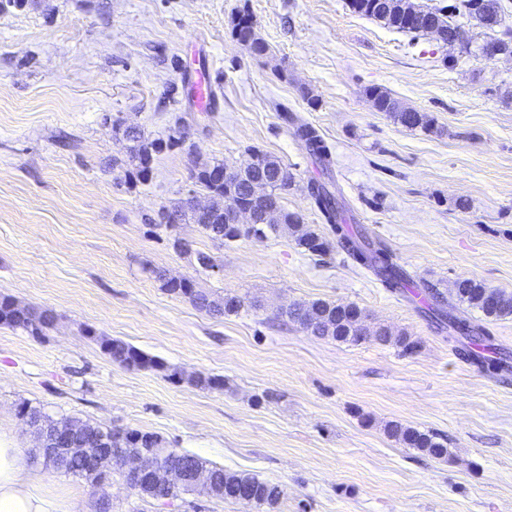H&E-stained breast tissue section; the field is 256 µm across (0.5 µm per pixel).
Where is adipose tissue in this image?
<instances>
[{
  "label": "adipose tissue",
  "instance_id": "obj_1",
  "mask_svg": "<svg viewBox=\"0 0 512 512\" xmlns=\"http://www.w3.org/2000/svg\"><path fill=\"white\" fill-rule=\"evenodd\" d=\"M17 448L0 442V512H69L65 499L43 491Z\"/></svg>",
  "mask_w": 512,
  "mask_h": 512
}]
</instances>
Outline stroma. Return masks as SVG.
<instances>
[{
    "mask_svg": "<svg viewBox=\"0 0 512 512\" xmlns=\"http://www.w3.org/2000/svg\"><path fill=\"white\" fill-rule=\"evenodd\" d=\"M266 44L254 56L231 36L241 13ZM210 66L218 108L187 88ZM379 87L432 115L411 130L377 111ZM313 124L322 166L284 113ZM184 132L157 154L148 181L125 186L127 141ZM279 159L282 204L328 233L310 196L331 183L354 233L385 244L418 288L449 294L470 278L512 291V57L454 58L432 36L397 32L347 0H26L0 9V295L52 310L42 339L0 327V440L69 512H256L186 495L139 497L120 477L98 489L32 461L26 403L52 415L152 432L225 470L279 484L280 512H512V370L488 372L424 312L340 249L322 256L283 233L212 240L195 224L150 218L192 187L196 164ZM466 208H458L457 200ZM193 251L179 253L175 237ZM215 266L201 268L196 252ZM192 278L234 315L198 310L155 271ZM359 306L405 332L410 353L310 335L280 317L295 302ZM164 362L113 363L85 328ZM180 371L172 378L168 369ZM218 375L220 390L187 383ZM398 421L448 439L434 459L385 431Z\"/></svg>",
    "mask_w": 512,
    "mask_h": 512,
    "instance_id": "35a3bbf8",
    "label": "stroma"
}]
</instances>
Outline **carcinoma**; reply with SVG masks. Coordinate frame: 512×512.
<instances>
[{
	"mask_svg": "<svg viewBox=\"0 0 512 512\" xmlns=\"http://www.w3.org/2000/svg\"><path fill=\"white\" fill-rule=\"evenodd\" d=\"M350 9L360 15L377 19L387 28L401 32L425 33L436 32L444 41L459 36L465 37L461 50L470 52L472 36L463 26L449 21L448 9L444 7H419L411 0H383L388 8L379 13L368 11L364 0H348ZM453 10L466 15L474 21V26L491 31L495 36L479 46L482 54L496 48L512 54V29L505 25V10L500 0H460ZM251 17L242 14L232 21V35L242 47L254 55L266 52V45L251 37ZM376 109L390 115L393 120L409 129L421 128L429 131L434 119L425 112L409 110L400 105L388 92L377 87L369 89ZM293 133L305 146L310 155L319 162H329V153L318 130L310 123L297 116H289ZM112 132L129 143L127 158L123 165L127 174L136 179H147L151 170L153 155L165 148H171L183 141L182 137L169 136L163 142L147 141L141 130L134 125H126L118 120L112 122ZM250 156L257 159L259 173L269 177V191L258 200L249 198L246 188L239 182L224 179V171L230 169L226 163L196 164L191 170L194 186L205 191L209 198V211L199 215L194 209L193 194L180 199L169 207L161 209L159 218L150 220L157 227H173L190 220L198 225L211 239L234 241L237 239L263 240L271 235L288 232L294 237L298 247L312 255H322L330 251L332 242L305 228L302 215L290 211L281 205L280 190L288 185L290 174L280 161L260 150H250ZM310 196L325 223L338 236L339 247L357 264L369 269L392 291L404 288L410 278L404 269L394 261L393 255L381 244L363 236L346 233L343 225L349 223L350 217L340 204L334 191L325 183H314L310 187ZM235 202L255 209L279 205L280 218L274 224H233L230 222L228 202ZM156 276L163 281L166 291L190 299L193 305L206 312L219 314H237L243 307L241 298L226 295L222 299H213L203 291L195 289L193 280L188 278L168 279L158 272ZM453 295L457 304L467 305L482 312L485 318L500 320L512 318V292L493 289L474 279H459L454 283ZM434 301L433 314L442 328L448 330V338L456 342H466L464 348H493V337L485 327L475 324L466 316L454 313L455 306L444 310L445 300L441 293L431 292ZM288 321L298 324L312 336L331 339L336 342L359 345L366 342L393 344L404 351L413 348V343L404 334H395L383 326L369 328L360 307L355 304H342L334 301L316 299L307 303L293 304L280 312ZM54 322L50 310L37 311L29 307L17 308L9 296H0V326L21 329L34 338L46 334ZM101 351L112 362L129 370H165L167 366L157 358L148 355L139 348L119 339L95 338ZM188 382L194 386L207 389L224 388V378L220 376H190ZM20 419L29 428L33 436L49 438L56 431H65L72 426L83 430L85 442L77 448L61 449L55 455H47L42 449H32L35 457H43L44 462L54 470L84 478L91 484L98 483L102 476L95 475L81 466L80 456L97 451L98 441H108L112 454L123 452L145 453L154 463L178 465L185 463L188 468L206 470L211 478L210 491L214 497L222 500H237V491L247 487L252 492L251 505L258 512H277L284 496L283 489L277 485L261 480L246 473L230 472L222 467L210 466L195 454L167 446V442L158 434L137 429L103 426L90 421H83L69 416L54 418L37 407L28 404L20 407ZM388 436L408 448H415L427 455L442 459L448 457L446 439L433 432H424L415 427L399 422H390L385 426ZM138 495L150 499H175L183 493L194 491L186 483L177 489L158 486L134 484Z\"/></svg>",
	"mask_w": 512,
	"mask_h": 512,
	"instance_id": "cac0c4a2",
	"label": "carcinoma"
}]
</instances>
